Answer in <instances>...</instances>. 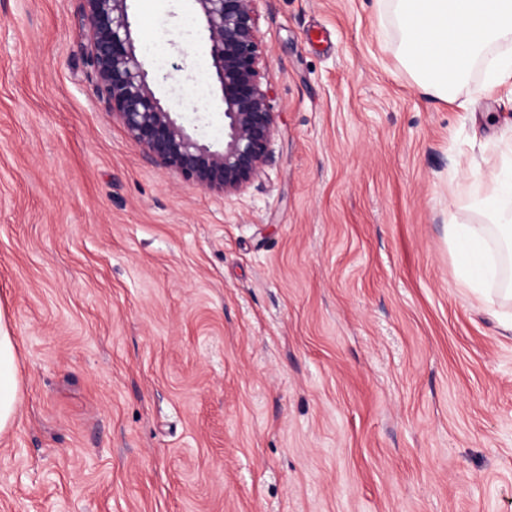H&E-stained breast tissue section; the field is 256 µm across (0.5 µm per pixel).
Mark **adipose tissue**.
<instances>
[{
	"label": "adipose tissue",
	"mask_w": 512,
	"mask_h": 512,
	"mask_svg": "<svg viewBox=\"0 0 512 512\" xmlns=\"http://www.w3.org/2000/svg\"><path fill=\"white\" fill-rule=\"evenodd\" d=\"M407 61L418 86L439 97L493 43L512 38V0H392ZM471 203L500 223H512V159L497 173L476 175ZM448 241L457 256L458 282L478 299L496 296L512 243L502 244L485 224H452ZM21 403L15 340L0 310V434L12 428Z\"/></svg>",
	"instance_id": "obj_1"
}]
</instances>
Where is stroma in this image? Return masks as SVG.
I'll return each mask as SVG.
<instances>
[{"label":"stroma","instance_id":"obj_1","mask_svg":"<svg viewBox=\"0 0 512 512\" xmlns=\"http://www.w3.org/2000/svg\"><path fill=\"white\" fill-rule=\"evenodd\" d=\"M80 0H0V308L21 405L0 512H512V333L452 224L512 148V85L423 93L377 0H255L276 117L227 195L95 94ZM188 125L190 0H130Z\"/></svg>","mask_w":512,"mask_h":512}]
</instances>
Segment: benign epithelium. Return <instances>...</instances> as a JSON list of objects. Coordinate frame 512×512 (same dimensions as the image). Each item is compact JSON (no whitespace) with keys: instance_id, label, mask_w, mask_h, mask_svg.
Returning a JSON list of instances; mask_svg holds the SVG:
<instances>
[{"instance_id":"benign-epithelium-1","label":"benign epithelium","mask_w":512,"mask_h":512,"mask_svg":"<svg viewBox=\"0 0 512 512\" xmlns=\"http://www.w3.org/2000/svg\"><path fill=\"white\" fill-rule=\"evenodd\" d=\"M128 2L82 0L97 95L152 161L208 190L245 188L269 163L275 129L254 0H193L210 61V93L223 112L220 142L188 131L157 97L155 84L167 75L141 55Z\"/></svg>"}]
</instances>
